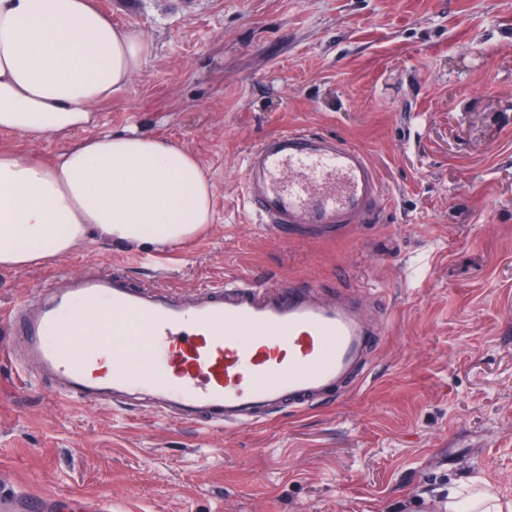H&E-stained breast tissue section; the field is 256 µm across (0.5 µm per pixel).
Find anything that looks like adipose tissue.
<instances>
[{"label":"adipose tissue","instance_id":"ef3b65f1","mask_svg":"<svg viewBox=\"0 0 512 512\" xmlns=\"http://www.w3.org/2000/svg\"><path fill=\"white\" fill-rule=\"evenodd\" d=\"M145 43L92 0H0V131L39 141L84 130L125 92ZM198 160L138 130L83 138L51 161L0 152V269L72 252L86 238L165 250L212 223ZM445 512H512L495 489H449Z\"/></svg>","mask_w":512,"mask_h":512}]
</instances>
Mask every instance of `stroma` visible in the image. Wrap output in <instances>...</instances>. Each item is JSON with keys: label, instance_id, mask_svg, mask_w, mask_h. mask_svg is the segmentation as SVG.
<instances>
[{"label": "stroma", "instance_id": "35a3bbf8", "mask_svg": "<svg viewBox=\"0 0 512 512\" xmlns=\"http://www.w3.org/2000/svg\"><path fill=\"white\" fill-rule=\"evenodd\" d=\"M93 2L147 45L98 132L190 151L214 221L152 268L149 248L97 238L0 270V307L84 271L184 289L271 275L384 297L389 324L355 391L228 430L70 404L0 364V483L112 512H417L472 476L512 499V0ZM301 127L367 151L383 223L308 241L254 222L246 154Z\"/></svg>", "mask_w": 512, "mask_h": 512}]
</instances>
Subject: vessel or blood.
Segmentation results:
<instances>
[{"instance_id":"vessel-or-blood-1","label":"vessel or blood","mask_w":512,"mask_h":512,"mask_svg":"<svg viewBox=\"0 0 512 512\" xmlns=\"http://www.w3.org/2000/svg\"><path fill=\"white\" fill-rule=\"evenodd\" d=\"M244 202L282 237L319 239L377 224L386 205L367 152L341 137L287 129L251 149ZM0 361L48 379L64 401L115 408L147 398L168 418L237 428L308 409L363 383L379 331L362 302L304 280L229 276L192 293L107 273L49 283L0 314ZM102 326L86 348L71 339ZM86 335V334H85ZM111 353L112 367L98 360ZM112 512L106 499L0 494V512Z\"/></svg>"}]
</instances>
